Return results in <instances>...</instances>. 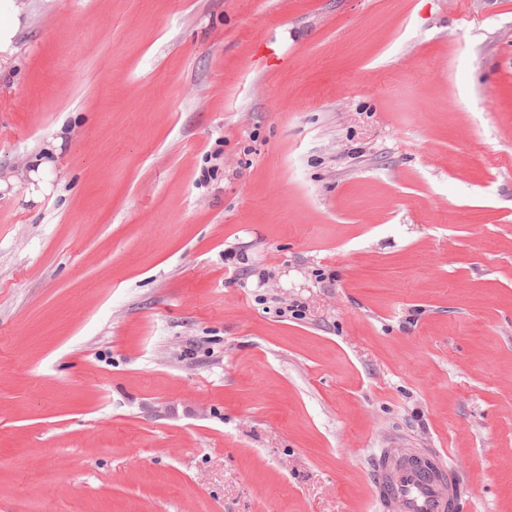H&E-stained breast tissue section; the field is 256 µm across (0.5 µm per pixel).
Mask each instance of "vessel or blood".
<instances>
[{"instance_id": "1", "label": "vessel or blood", "mask_w": 512, "mask_h": 512, "mask_svg": "<svg viewBox=\"0 0 512 512\" xmlns=\"http://www.w3.org/2000/svg\"><path fill=\"white\" fill-rule=\"evenodd\" d=\"M374 485L382 512H456L460 504L458 486L444 464L424 456L408 462L378 458Z\"/></svg>"}]
</instances>
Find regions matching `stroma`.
Returning a JSON list of instances; mask_svg holds the SVG:
<instances>
[{
    "label": "stroma",
    "instance_id": "1",
    "mask_svg": "<svg viewBox=\"0 0 512 512\" xmlns=\"http://www.w3.org/2000/svg\"><path fill=\"white\" fill-rule=\"evenodd\" d=\"M0 512H512V0H14ZM408 462L382 455L374 467L377 503L387 512H455L460 504L458 486L439 455L424 453ZM434 463H431L430 460ZM431 464L434 469L428 467Z\"/></svg>",
    "mask_w": 512,
    "mask_h": 512
}]
</instances>
